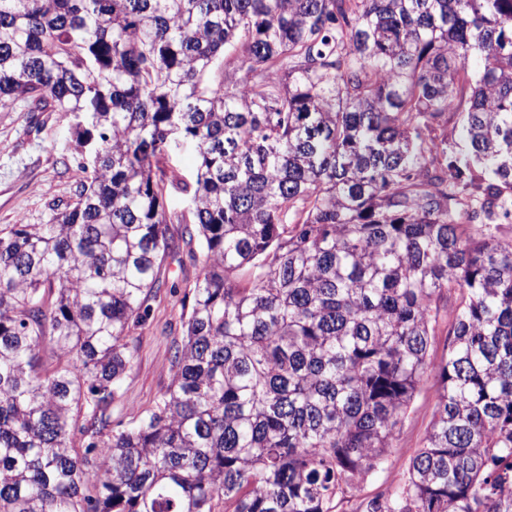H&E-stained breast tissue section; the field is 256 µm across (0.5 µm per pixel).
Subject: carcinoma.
Segmentation results:
<instances>
[{
  "mask_svg": "<svg viewBox=\"0 0 512 512\" xmlns=\"http://www.w3.org/2000/svg\"><path fill=\"white\" fill-rule=\"evenodd\" d=\"M18 100L73 117L85 179L0 225V512H331L430 368L365 512H512V0H0ZM172 224L173 377L116 430ZM452 308L448 305V319L443 317L436 326L435 336H433L432 347L429 351L430 360L439 362L447 354L448 345V320L452 319ZM436 377L428 370L424 375L412 406L393 441L387 460L363 484L355 496L345 495L334 500L332 512H360L362 499L387 495L401 486L407 477L409 459L422 447L429 430L436 404Z\"/></svg>",
  "mask_w": 512,
  "mask_h": 512,
  "instance_id": "obj_1",
  "label": "carcinoma"
}]
</instances>
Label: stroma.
Returning a JSON list of instances; mask_svg holds the SVG:
<instances>
[{
  "instance_id": "1",
  "label": "stroma",
  "mask_w": 512,
  "mask_h": 512,
  "mask_svg": "<svg viewBox=\"0 0 512 512\" xmlns=\"http://www.w3.org/2000/svg\"><path fill=\"white\" fill-rule=\"evenodd\" d=\"M71 125L69 114L30 112L21 101L0 108V225L45 223L53 209L74 200L84 174ZM197 273V263L183 251L161 265V288L131 342L132 360L112 410L113 422L129 423L134 414L150 409L170 383V350L183 335L182 300ZM436 388L434 372H427L385 463L357 495L335 499L332 512H360L361 500L394 492L404 483L409 459L431 426Z\"/></svg>"
}]
</instances>
